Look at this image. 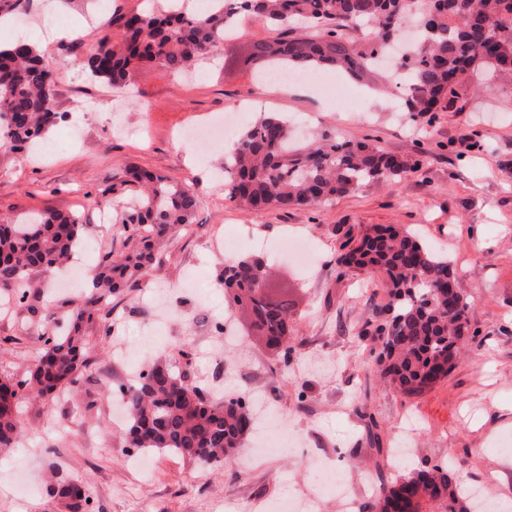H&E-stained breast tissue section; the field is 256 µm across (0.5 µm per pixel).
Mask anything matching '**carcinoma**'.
<instances>
[{
  "instance_id": "obj_1",
  "label": "carcinoma",
  "mask_w": 512,
  "mask_h": 512,
  "mask_svg": "<svg viewBox=\"0 0 512 512\" xmlns=\"http://www.w3.org/2000/svg\"><path fill=\"white\" fill-rule=\"evenodd\" d=\"M222 9L183 14L159 3L146 10L116 15L100 24V37L84 65L99 81L119 87L139 65L174 72L220 51L227 32L245 18L274 34L270 42L252 43L247 61L262 75L273 68L312 70L330 67L355 79L366 77L375 58L406 18L398 0H221ZM428 13L420 46L402 56L395 69L411 78L405 99L413 116L434 118L438 105L457 95L473 75L487 78L512 72V0H420ZM301 22L307 33H294ZM360 32L352 40L343 28ZM120 29L119 36L111 30ZM58 111L57 83L40 51L19 40L0 44V149L30 150L65 120ZM420 161L385 152L365 141L340 140L322 132L307 143L293 140L288 119L265 112L240 135L224 156V194L253 209L305 207L358 191L379 179L400 180ZM130 198L112 214L128 245L105 253L92 286L69 306L66 319L55 313L41 319L42 353L25 379L0 378V452L15 447L19 391L44 396L73 388L84 378V324L110 318L112 299L141 281L156 262L159 239L191 223L197 199L191 190L165 176L134 170ZM82 216L44 212L38 221L0 220V295L22 306L36 287L34 272L51 273L70 260L80 239ZM339 262L360 271H379L394 314L389 358L376 359L380 376L403 394L415 396L432 386L433 374L448 361V350L469 330L468 302L459 294L460 310L448 312L443 285L453 277L448 260L414 234L393 226L363 231ZM224 302L233 310L247 305L258 314L273 307L279 319L252 325L261 335L277 336L288 324V299L275 300L266 263L246 257L224 263ZM128 421L126 447L137 453L160 451L190 462L219 464L251 426L247 402L240 398L208 401L201 388L168 363H154L138 379L117 389ZM49 498L68 512L89 503L85 483L56 471ZM415 504L414 512H476L468 493L448 466H432L401 475L363 508L391 512Z\"/></svg>"
}]
</instances>
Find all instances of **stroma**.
Masks as SVG:
<instances>
[{
    "label": "stroma",
    "instance_id": "1",
    "mask_svg": "<svg viewBox=\"0 0 512 512\" xmlns=\"http://www.w3.org/2000/svg\"><path fill=\"white\" fill-rule=\"evenodd\" d=\"M145 0H24L0 5L27 22L29 39L42 47L58 81L65 124L53 128L46 158L0 154V216L17 218L58 210L82 214L86 225L74 261L94 270L101 251L123 248L119 225L97 221V204L122 208L125 180L143 169L190 188L198 202L187 230L169 236L141 281L112 301V319L124 337L104 336L100 324L86 330L89 377L48 399H18L19 438L0 455V512H56L45 492L51 470L80 476L88 487L86 512H256L293 494L318 499L317 512H337L336 498L320 492L312 459L338 463L347 493L373 498L382 483L433 460L447 463L464 482L485 487L512 503V454L499 441L512 437V74L464 85L433 121L401 112L402 90H374L348 82L358 103L336 102L313 87L260 84L251 69L225 65L223 54L198 61L193 76L154 66L136 68L129 85L109 87L83 68L98 38L102 16L143 8ZM54 15L77 22L84 36L41 34L40 20ZM96 106H89V99ZM229 110L245 129L259 112H278L300 129L328 130L345 140H368L384 151L421 161L400 180L367 184L358 192L315 207L249 210L224 196L216 181L224 149L171 139L186 128ZM394 226L414 233L447 257L469 301L473 335L447 378L408 397L392 386L366 382L361 363L382 346L375 312L387 302L380 274L340 264L347 235ZM253 232L274 261V285L293 304L288 322L296 373L278 379L279 350L242 325L233 344L213 331L189 330L164 319L154 291L171 289L172 304L202 309L220 320L224 289L216 275L223 252L210 240H238ZM25 307L0 311V376H23L41 353V326ZM142 349L128 362L115 350L122 340ZM165 358L187 373L205 394L214 387L246 395L267 394L284 419L273 437L279 449L259 453L249 468L236 459L206 467L154 453L147 472L129 463L125 431L112 426V388ZM379 423L369 431V418ZM417 436L410 460L389 448L405 419Z\"/></svg>",
    "mask_w": 512,
    "mask_h": 512
}]
</instances>
